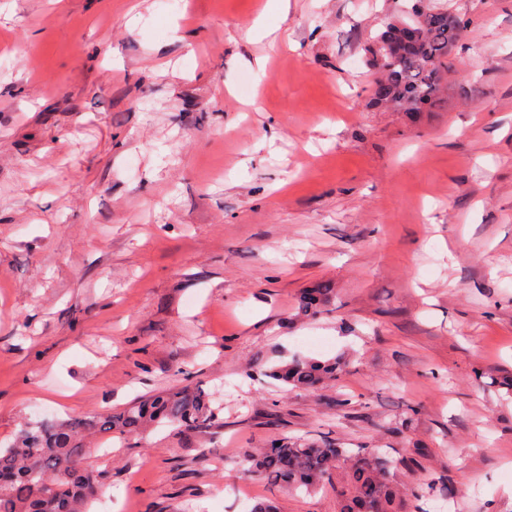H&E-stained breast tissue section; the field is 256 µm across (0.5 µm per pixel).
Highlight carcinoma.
<instances>
[{
    "label": "carcinoma",
    "mask_w": 512,
    "mask_h": 512,
    "mask_svg": "<svg viewBox=\"0 0 512 512\" xmlns=\"http://www.w3.org/2000/svg\"><path fill=\"white\" fill-rule=\"evenodd\" d=\"M411 9L413 34L393 17L365 46L375 70L370 88L374 104L403 112H421L442 101L445 77L456 71L453 49L466 37L465 25L444 6ZM329 292L301 300L305 314H316ZM344 358L318 361L294 358L270 371V376L298 390H314L337 380ZM218 418L215 398L199 386L186 384L159 392L116 412L90 420L47 421L22 430L0 448V512H84L98 493L97 476L85 464L87 436L108 441L146 432L161 423L202 431ZM281 445L246 454L248 471L270 484L311 489L333 478L339 461H346V478L336 488L340 512H407L410 501L430 495L431 487L416 482L403 492L389 480L395 462L374 449L351 453L324 439H279Z\"/></svg>",
    "instance_id": "cac0c4a2"
}]
</instances>
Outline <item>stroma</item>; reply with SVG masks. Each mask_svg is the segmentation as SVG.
Here are the masks:
<instances>
[{
	"mask_svg": "<svg viewBox=\"0 0 512 512\" xmlns=\"http://www.w3.org/2000/svg\"><path fill=\"white\" fill-rule=\"evenodd\" d=\"M264 3L0 0V443L188 381L216 424L90 446L88 512H337L237 464L313 435L430 512H512V0H448L468 37L415 114L364 51L414 0ZM294 356L348 366L295 390Z\"/></svg>",
	"mask_w": 512,
	"mask_h": 512,
	"instance_id": "35a3bbf8",
	"label": "stroma"
}]
</instances>
